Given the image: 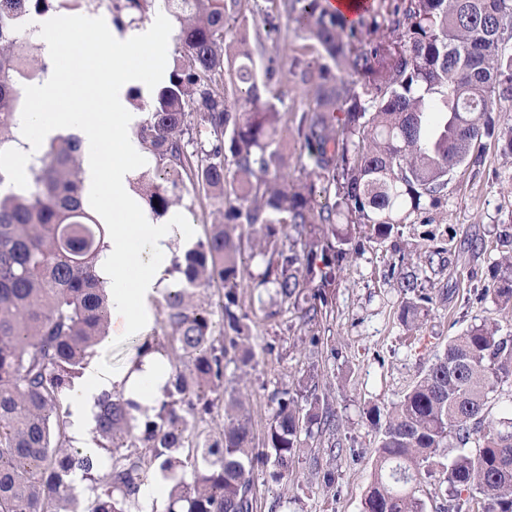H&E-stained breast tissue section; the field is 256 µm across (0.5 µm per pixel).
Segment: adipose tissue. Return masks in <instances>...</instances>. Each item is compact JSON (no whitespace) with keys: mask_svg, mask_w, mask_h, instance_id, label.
Returning a JSON list of instances; mask_svg holds the SVG:
<instances>
[{"mask_svg":"<svg viewBox=\"0 0 512 512\" xmlns=\"http://www.w3.org/2000/svg\"><path fill=\"white\" fill-rule=\"evenodd\" d=\"M167 26L165 15H156L151 25L130 37L126 51L120 54L112 51L110 33L89 15L46 32L47 54L76 58L84 73L76 83L62 71H51L43 84L31 91L18 130L21 144L12 159L17 176H24L32 157L45 151L55 135L77 131L85 194L110 224L109 247L98 268L101 279L111 285L112 326L129 338L138 336L152 318L150 302L162 290L160 274L171 260L173 241L189 238L193 232L188 224L150 220L127 183L131 169L148 161L132 134L127 87L130 81L149 74L163 57ZM93 50L111 55V70L94 65L89 57ZM114 141L121 144L120 154L109 151ZM170 377L167 358L152 349L142 351L123 372L110 377L95 363H88L72 388L71 421L77 445H85L89 438L95 425L94 404L102 392H122L143 419L159 411Z\"/></svg>","mask_w":512,"mask_h":512,"instance_id":"adipose-tissue-1","label":"adipose tissue"}]
</instances>
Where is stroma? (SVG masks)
<instances>
[{
    "mask_svg": "<svg viewBox=\"0 0 512 512\" xmlns=\"http://www.w3.org/2000/svg\"><path fill=\"white\" fill-rule=\"evenodd\" d=\"M91 14L108 20L107 10L60 0L57 10L33 19L24 32L42 43L43 30L72 18ZM291 24H283L277 41H265L261 58H274L282 74L279 92L284 104L300 102L289 60L301 44ZM213 200L187 192L180 205L162 216V223L181 217L192 225L193 240L203 239L215 220ZM512 215V158L488 147L480 166L461 168L449 185L448 202L433 211L432 224H410L403 230L407 266L417 265L428 243L423 234L433 231L446 238L467 232L469 239L495 241L503 221ZM392 255L390 247L368 246L345 262L339 284L329 297L330 313L315 332H308L288 312L273 314L270 302H259L256 290L244 289L243 308L249 315L255 359L251 365L228 368L226 378L241 389L249 409L253 434L263 439L271 414L270 395L275 389L295 388L310 367L320 374L318 395L343 418L345 447L333 453L326 438L309 439L295 460L290 479L275 481L265 467L255 479L257 512H362L379 434L367 420L376 407L388 409L417 380L433 354L443 352L448 341L486 319L498 320L503 334L512 335V314L502 310L483 287L494 274L497 250L471 251L467 241L427 270L422 285L434 303L419 328L403 325L399 309L403 300L384 274ZM321 342L311 346L309 337ZM332 471L334 483H324L323 471Z\"/></svg>",
    "mask_w": 512,
    "mask_h": 512,
    "instance_id": "stroma-1",
    "label": "stroma"
}]
</instances>
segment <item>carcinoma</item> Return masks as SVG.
Masks as SVG:
<instances>
[{
    "instance_id": "cac0c4a2",
    "label": "carcinoma",
    "mask_w": 512,
    "mask_h": 512,
    "mask_svg": "<svg viewBox=\"0 0 512 512\" xmlns=\"http://www.w3.org/2000/svg\"><path fill=\"white\" fill-rule=\"evenodd\" d=\"M57 0H0V512H134L150 468L172 482L166 512H256L255 468L290 478L297 452L336 435L342 418L320 402L318 374L273 391L255 452L240 393H224V437L200 445L190 420L215 405L229 365L254 359L241 290L272 291L304 326L328 316V293L363 243L382 245L448 200L456 171L482 162L487 141L512 156V127L495 118L512 102V0H381L355 21L327 0H111L118 32L149 10L180 20L168 80L145 99L135 135L153 163L135 183L145 205L168 213L186 185L218 205L205 239L172 260L162 335L144 345L176 364L160 410L144 421L118 392L97 399L96 434L108 463L68 444L61 400L106 336L97 273L109 230L84 201L80 141L51 142L23 184L4 163L17 142L25 84L51 61L22 32ZM286 14L304 44L289 71L303 107L282 109L279 68L257 66L258 23L267 36ZM383 32L370 39L368 35ZM295 160L299 176L286 173ZM425 263L451 252L436 234ZM484 288L512 310V225ZM261 257L255 275L250 260ZM385 277L404 296L401 320L418 326L433 297L404 258ZM216 281L220 319L196 290ZM512 381V338L483 321L452 337L386 416L363 512H426L421 484L442 466L443 512H512V411L488 418L490 393ZM81 473L82 491L72 479Z\"/></svg>"
}]
</instances>
